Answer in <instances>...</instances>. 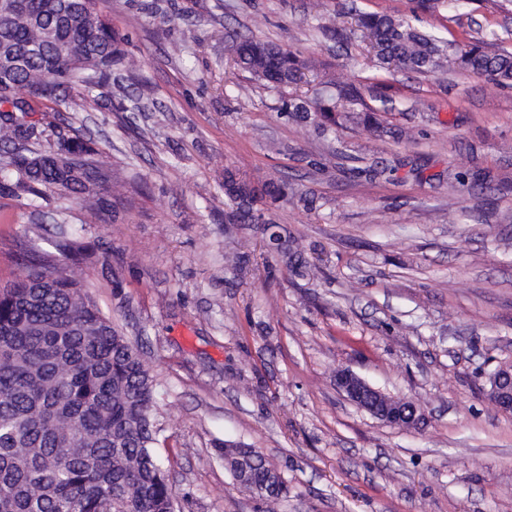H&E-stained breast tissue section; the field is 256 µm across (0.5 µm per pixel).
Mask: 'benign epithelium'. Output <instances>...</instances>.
<instances>
[{"mask_svg":"<svg viewBox=\"0 0 512 512\" xmlns=\"http://www.w3.org/2000/svg\"><path fill=\"white\" fill-rule=\"evenodd\" d=\"M336 385L349 401L390 425L411 427L422 419L413 403L384 394L349 370L337 372ZM489 395L501 410L512 412L511 365H502L493 374Z\"/></svg>","mask_w":512,"mask_h":512,"instance_id":"7a95c632","label":"benign epithelium"}]
</instances>
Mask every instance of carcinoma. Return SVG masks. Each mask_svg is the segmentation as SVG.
Here are the masks:
<instances>
[{
  "label": "carcinoma",
  "mask_w": 512,
  "mask_h": 512,
  "mask_svg": "<svg viewBox=\"0 0 512 512\" xmlns=\"http://www.w3.org/2000/svg\"><path fill=\"white\" fill-rule=\"evenodd\" d=\"M15 18L0 19V53L15 63L0 70V192L28 196L50 190L90 202L112 216L111 176L96 164L91 141L34 120L37 107L66 105L74 112L99 106L89 95L68 97L73 86L108 83L125 65L129 37L112 29L95 0H24ZM417 16L359 12L356 27L381 68L429 74L442 81L461 70L512 86V52L490 51L485 37L463 46L416 25ZM234 66L278 90L302 81L313 62L253 38L233 48ZM378 107L364 105L361 88L327 81L312 99L294 98L287 117L321 134L355 117L378 135L412 138L381 117L394 98L367 87ZM224 197L232 224L276 225L269 204L288 199V183L253 180L224 168ZM267 247L305 263L288 238ZM57 257L23 252L26 274L0 288V512H168L174 496L156 452L158 424L154 376L137 350L84 290L72 268L91 256L75 234L55 242ZM68 359L59 376L54 359ZM235 483L250 491L271 468L256 448H221Z\"/></svg>",
  "instance_id": "1"
}]
</instances>
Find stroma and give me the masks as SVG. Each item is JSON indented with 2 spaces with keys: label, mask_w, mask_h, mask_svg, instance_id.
I'll return each mask as SVG.
<instances>
[{
  "label": "stroma",
  "mask_w": 512,
  "mask_h": 512,
  "mask_svg": "<svg viewBox=\"0 0 512 512\" xmlns=\"http://www.w3.org/2000/svg\"><path fill=\"white\" fill-rule=\"evenodd\" d=\"M320 3L97 0L130 37L128 94L47 119L93 141L116 219L50 191L35 209L0 195V283L23 275L28 243L53 257L62 226L108 252L75 274L155 378L179 512H270L225 469V440L281 472L277 512H512V414L489 397L512 363V88L377 69L350 5L406 15L415 0H332L341 48L316 28ZM419 25L460 44L493 30L512 51L504 0H448ZM241 36L315 60L322 82L386 84L387 121L414 141L289 120L284 102L314 85L265 90L233 65ZM374 164L387 178L359 177ZM228 166L287 181L277 221L308 276L268 252L266 226L227 222ZM238 252L242 272L224 261ZM341 368L418 404L423 426L358 408Z\"/></svg>",
  "instance_id": "1"
}]
</instances>
